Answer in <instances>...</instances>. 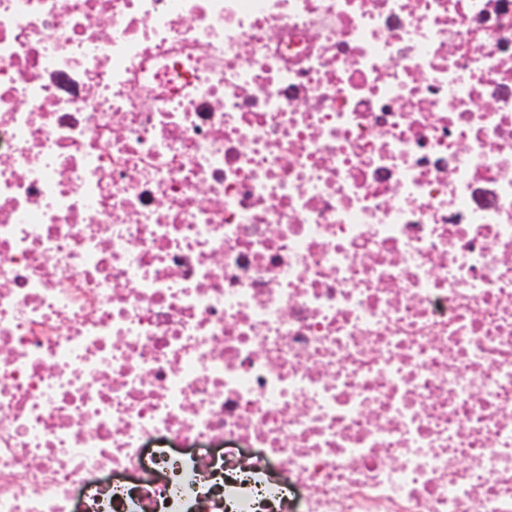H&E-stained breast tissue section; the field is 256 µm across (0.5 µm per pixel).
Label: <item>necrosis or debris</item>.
Segmentation results:
<instances>
[{
	"mask_svg": "<svg viewBox=\"0 0 512 512\" xmlns=\"http://www.w3.org/2000/svg\"><path fill=\"white\" fill-rule=\"evenodd\" d=\"M0 512H512V0H0Z\"/></svg>",
	"mask_w": 512,
	"mask_h": 512,
	"instance_id": "4bbe7bcc",
	"label": "necrosis or debris"
}]
</instances>
